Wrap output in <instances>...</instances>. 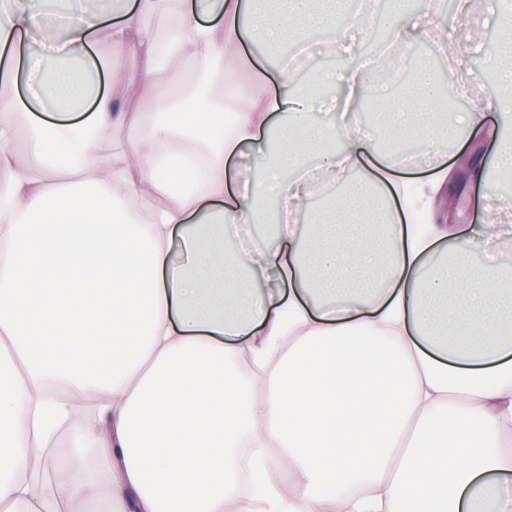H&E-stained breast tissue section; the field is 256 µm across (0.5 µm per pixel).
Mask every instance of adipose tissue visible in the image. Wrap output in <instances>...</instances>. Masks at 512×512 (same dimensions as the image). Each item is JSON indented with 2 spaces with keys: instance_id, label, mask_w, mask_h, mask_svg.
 <instances>
[{
  "instance_id": "obj_1",
  "label": "adipose tissue",
  "mask_w": 512,
  "mask_h": 512,
  "mask_svg": "<svg viewBox=\"0 0 512 512\" xmlns=\"http://www.w3.org/2000/svg\"><path fill=\"white\" fill-rule=\"evenodd\" d=\"M311 2L273 16L266 0H132L112 20L46 21L0 0V512H71L91 495L114 512H512V274L470 260L512 225L449 223L434 208L445 164L399 178L372 138L312 126L315 96L283 61L329 21ZM375 20L393 44L449 49L457 93L469 61L454 24L403 0ZM332 46L346 67L324 80L345 113L370 72L352 26ZM240 71L274 99L237 85ZM213 86L227 118L204 126L188 107ZM278 101L305 136L249 177ZM441 103L422 64L386 99V133L428 151L489 139L512 171V141L485 125L512 99L453 119ZM195 157L203 189L158 178ZM270 205L269 230L242 237ZM243 358L257 371L247 388L226 369ZM78 399L97 403L95 467L48 469L50 424ZM245 436L261 449L247 497Z\"/></svg>"
}]
</instances>
